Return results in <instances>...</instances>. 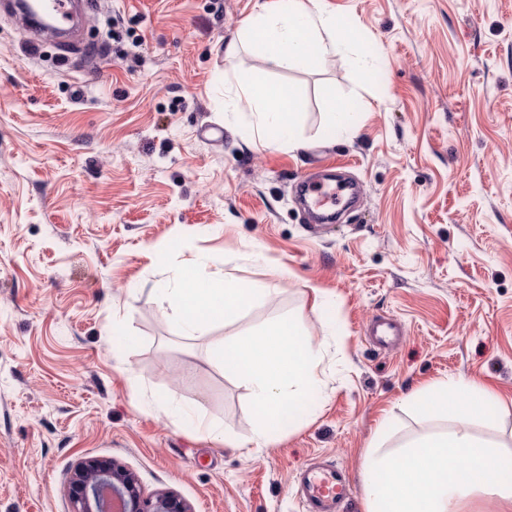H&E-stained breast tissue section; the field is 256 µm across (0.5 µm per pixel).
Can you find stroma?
Instances as JSON below:
<instances>
[{
	"label": "stroma",
	"mask_w": 512,
	"mask_h": 512,
	"mask_svg": "<svg viewBox=\"0 0 512 512\" xmlns=\"http://www.w3.org/2000/svg\"><path fill=\"white\" fill-rule=\"evenodd\" d=\"M91 2L70 47L32 49L0 13V512H69L88 457L193 512H303L297 471L333 462L366 512L373 439L444 427L403 399L473 382L512 406V0H323L350 51L288 68L224 58L259 0ZM256 76L299 95L302 148L227 120ZM346 97L353 135L325 116ZM325 168L361 187L331 224L295 192ZM199 257L257 294L195 339L158 290ZM286 314L323 386L256 448L249 391L208 346ZM379 316L403 329L386 350L366 336Z\"/></svg>",
	"instance_id": "1"
}]
</instances>
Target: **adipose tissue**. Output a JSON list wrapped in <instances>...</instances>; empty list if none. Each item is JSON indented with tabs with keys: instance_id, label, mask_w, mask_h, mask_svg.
<instances>
[{
	"instance_id": "ef3b65f1",
	"label": "adipose tissue",
	"mask_w": 512,
	"mask_h": 512,
	"mask_svg": "<svg viewBox=\"0 0 512 512\" xmlns=\"http://www.w3.org/2000/svg\"><path fill=\"white\" fill-rule=\"evenodd\" d=\"M353 39L351 31H337L321 0H261L258 13L245 21L240 40L226 44L224 57L230 60L253 48L279 68L318 64L346 55ZM238 100L254 118L252 136L260 145L299 148L300 102L288 86L251 80L241 84ZM159 294L178 316L181 335L198 338L209 321H234L252 291L221 272L200 277L192 262L174 269ZM209 358L247 385L262 417L261 440L321 390L319 351L304 338L294 316L279 318L252 338L212 343ZM493 400L489 391L464 383L416 398V406L451 427L418 436L391 452L375 448L366 454L367 512H462L476 498L494 500L500 512H512V454L469 429Z\"/></svg>"
}]
</instances>
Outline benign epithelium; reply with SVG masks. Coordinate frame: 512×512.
<instances>
[{"mask_svg": "<svg viewBox=\"0 0 512 512\" xmlns=\"http://www.w3.org/2000/svg\"><path fill=\"white\" fill-rule=\"evenodd\" d=\"M69 497L71 512H193L175 494L144 495L130 470L115 461L97 458L77 465Z\"/></svg>", "mask_w": 512, "mask_h": 512, "instance_id": "obj_1", "label": "benign epithelium"}]
</instances>
